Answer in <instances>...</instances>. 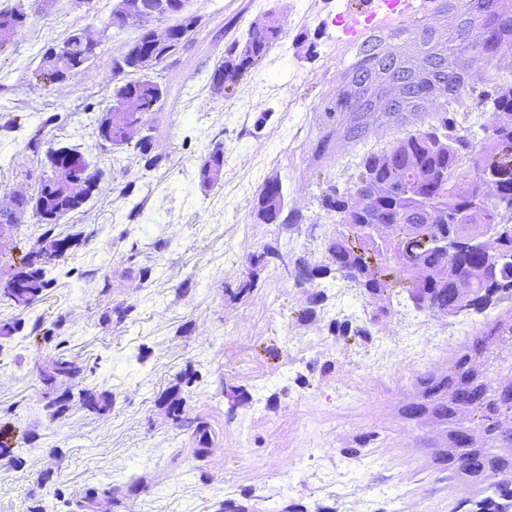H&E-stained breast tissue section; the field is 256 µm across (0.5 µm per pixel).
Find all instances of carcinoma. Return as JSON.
Masks as SVG:
<instances>
[{"mask_svg": "<svg viewBox=\"0 0 512 512\" xmlns=\"http://www.w3.org/2000/svg\"><path fill=\"white\" fill-rule=\"evenodd\" d=\"M27 14L20 7L0 10V49L22 32ZM198 23L194 14L184 16L173 30V42L167 48L152 46L144 32L143 21L131 18L112 29V19L103 23L107 39L138 29V37L115 61V68L132 79L113 88L115 98H128L146 116L162 109L164 89L149 71L172 56L185 43ZM280 27L268 19L235 44L214 67L211 81L228 88L249 69L256 66L279 39ZM102 40L91 44L83 33L73 31L61 43L46 47L40 54L35 76L46 85L59 77L72 78L98 55ZM479 103L492 110L490 136L478 144L461 135L443 118L423 130L397 139L379 153H366L355 175L351 192L376 195L361 211L350 199L331 188L322 195V207L336 214V236L328 243L330 264L317 265L304 256L284 253L279 245L269 244L252 257L257 263L292 267L297 283L312 284L338 276L348 279L369 298L373 309L369 324L351 325L330 322L332 336L366 339L369 325L387 320L390 310L378 304L390 288L407 292L420 311L452 316L485 313L497 307L504 296L512 297V211L500 214L487 208L481 192L484 180L495 184L502 199L512 203V126H499L500 117L512 115V88L485 93ZM125 116L106 110L98 119L97 136L101 140L129 144ZM136 156L146 169L160 166L162 156L152 153V137L143 136L134 144ZM80 189L69 194L63 187L43 180L33 197L18 194L5 208H0V225L12 226L28 210L43 224H55L79 209L98 186L102 174L90 167ZM202 186L212 188L223 181L224 149L217 145L203 160L198 171ZM467 186H458L460 179ZM259 218L266 224L283 228L299 225L303 216L285 211L282 183L266 181L257 199ZM51 230L25 256L15 269L27 288L16 296L0 293V301L28 308L40 299L55 281L59 259L70 246L68 238H52ZM326 292L313 291L303 317L312 318L326 301ZM512 341V309L492 327L460 346L448 371L426 372L418 377L421 400L411 402L405 418L419 420L424 415L444 427L446 445L435 460L448 467V480L464 487L452 512H499L501 502L512 501V351H502V344ZM42 383L55 391L65 386V393L80 387V396L91 410L100 411L108 404L105 395L82 386L83 369L64 354L57 355L40 373ZM169 417L184 422L183 398L172 393L166 398ZM211 428L198 420L194 436L206 454ZM148 488L142 476L106 494H135Z\"/></svg>", "mask_w": 512, "mask_h": 512, "instance_id": "1", "label": "carcinoma"}]
</instances>
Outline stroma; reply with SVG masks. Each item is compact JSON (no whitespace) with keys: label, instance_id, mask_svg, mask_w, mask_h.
<instances>
[{"label":"stroma","instance_id":"35a3bbf8","mask_svg":"<svg viewBox=\"0 0 512 512\" xmlns=\"http://www.w3.org/2000/svg\"><path fill=\"white\" fill-rule=\"evenodd\" d=\"M116 0H94L92 11L70 0H21L28 15L22 34L0 51V147L12 154L0 168V205L13 191L35 194L50 175L49 147H78L102 171L95 191L56 225L57 237L81 235L64 254L56 281L30 308L0 302V324L20 323L0 338V430L14 458L0 457V512H83L93 488L94 512H450L457 495L433 452L443 432L402 416L419 395L417 378L448 368V346L475 336L495 314L474 315L467 330L456 317L414 308L394 293L391 315L369 340L339 342L330 320L360 325L371 306L357 288H330L311 319L303 318L312 285H296L281 271L251 266L250 255L273 241L311 262L329 261L336 218L320 202L322 190L347 193L360 157L388 147L407 132L427 128L440 112L411 116L360 143L335 146L334 20L344 0H192L199 24L184 47L151 75L166 89L164 106L146 117L162 166L145 170L133 150L102 142L91 117L112 103L120 82L114 68L131 29L103 43L88 68L61 86L36 80L39 48L75 29L98 34ZM274 15L281 36L233 92L216 93L209 76L233 41ZM512 84V55L474 75L450 107L459 133L483 141L491 114L476 105L480 92ZM224 146V180L206 188L199 166L215 144ZM279 177L285 208L303 215L283 231L257 215L267 178ZM43 225L33 212L0 239V280L37 243ZM150 269L142 278L141 269ZM254 276L250 293L237 285ZM129 308L124 320L114 311ZM52 339L32 342L35 323ZM85 368L86 387L108 394L109 409L89 410L71 396L51 419L53 393L39 379L56 347ZM197 381L179 384L184 370ZM179 389L187 417L214 430L198 458L190 430L169 417L165 395ZM362 467L347 450L362 437ZM148 492L113 500L103 489L135 476Z\"/></svg>","mask_w":512,"mask_h":512}]
</instances>
